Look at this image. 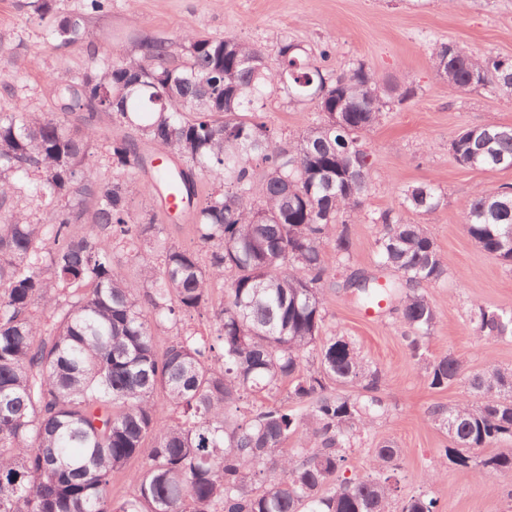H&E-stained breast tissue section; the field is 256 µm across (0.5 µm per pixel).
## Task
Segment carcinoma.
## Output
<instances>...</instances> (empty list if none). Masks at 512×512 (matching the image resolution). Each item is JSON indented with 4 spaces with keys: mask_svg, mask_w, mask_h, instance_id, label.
<instances>
[{
    "mask_svg": "<svg viewBox=\"0 0 512 512\" xmlns=\"http://www.w3.org/2000/svg\"><path fill=\"white\" fill-rule=\"evenodd\" d=\"M106 2L87 0L48 35L96 54L88 17ZM19 7L43 19L55 0ZM170 47L142 37L135 55L56 82L58 112H0V512H389L399 459L391 444L375 449L372 473L326 488L358 434L388 412L381 372L345 337L322 335L333 277L326 244L342 267L351 237L339 217L371 186L360 136L415 90L363 62L333 74L286 38L273 65L235 36L186 34L178 63ZM431 62L451 92L493 85L512 96L511 58L452 54L440 43ZM274 96L316 103L318 122L279 139L258 115ZM99 112L144 140L113 132L112 168L157 169L143 189L167 209L176 194L207 260L168 243L156 214L135 218L126 182L106 183L90 166ZM449 150L465 167L511 168L512 126L467 128ZM350 165L358 176L348 181ZM198 172L212 179L203 198ZM443 201L433 184L404 191L420 213ZM464 218L481 250L511 266L512 187L475 194ZM376 223L377 263L398 280L381 285L354 271L336 287L367 310L386 303L420 359L437 323L422 288L448 268L425 225L391 210ZM78 224L89 232L75 235ZM147 244L160 261L144 256ZM111 246L140 265L142 284L114 265ZM217 284L224 303L210 332L165 336L164 323L207 309ZM471 323L512 336V310L479 306ZM424 369L441 388L460 377L461 362L448 354ZM333 382L355 391L338 393ZM468 386L477 401L438 405L432 421L458 465L478 455L486 473L512 475V449L482 454L512 437V369L476 373ZM284 390L295 407L277 403ZM165 408L179 413L175 424H160ZM136 458L141 469L113 498L112 480ZM401 512H437V499L412 497Z\"/></svg>",
    "mask_w": 512,
    "mask_h": 512,
    "instance_id": "carcinoma-1",
    "label": "carcinoma"
}]
</instances>
